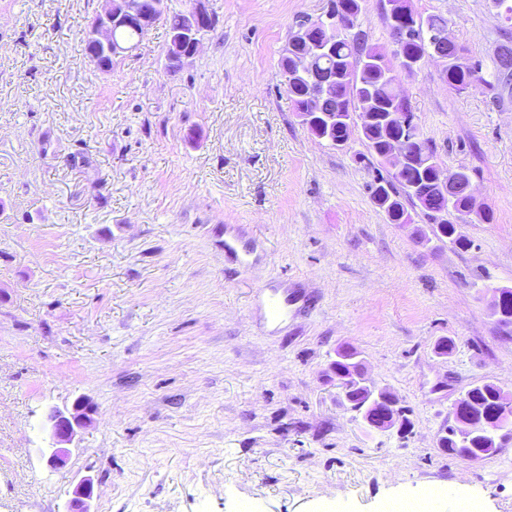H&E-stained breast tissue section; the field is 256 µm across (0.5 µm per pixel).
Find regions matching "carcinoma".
Listing matches in <instances>:
<instances>
[{
	"label": "carcinoma",
	"instance_id": "obj_1",
	"mask_svg": "<svg viewBox=\"0 0 512 512\" xmlns=\"http://www.w3.org/2000/svg\"><path fill=\"white\" fill-rule=\"evenodd\" d=\"M397 4V7L406 11L402 24L408 28L409 39L405 50L418 56L436 51L444 58L445 67L443 76L448 88L463 93L476 86L484 85L490 93V101L500 104L512 98V61L508 67H503V61L494 63V81H488L482 75V64L478 61L462 64L459 58L463 57L464 46L453 42L446 47H433L429 42L430 33L448 26V20L439 14L423 15L417 12L411 0H387ZM150 23H155L164 17L168 20L169 35L181 27L184 12L170 10L169 0H147L145 3ZM341 11L346 15L341 17L342 27L334 28L336 37V55L353 58L355 66L342 78L336 80V92L333 97L323 100V110L326 112H408L410 107L402 99L393 83L391 76L392 62L386 58L382 49L367 44L364 35L355 31L361 13L360 0H331L330 12L336 14ZM146 35L140 26H125L112 31V42L122 44L128 49H134ZM288 96L296 111H301L303 100L300 98L301 80L290 77L284 84ZM368 154L362 160L372 166L382 163L379 154L385 146L384 134L381 129L364 128L361 131ZM410 150L416 159V165L408 168L406 179L412 183L421 181L426 192L424 195L413 198L407 191L404 182L396 178L377 179L371 187V198H376L381 191H391L399 198V209L387 212V218L392 224L401 223V218L407 211L404 202L421 211L426 221L435 220L433 212L440 210L446 203L441 196V188L431 183L429 169L421 167L423 157L435 158L437 153L431 141L425 137L410 144ZM440 179L453 182L456 185L455 197L458 218L474 216L478 221H490L489 212L476 206L474 197L470 192L472 175L465 169L438 171ZM498 306L502 317L498 324L503 328L512 327V288L498 289ZM329 372L344 379V403L359 413H370L375 404L380 389L371 385L364 377V363L359 359V352L353 347H345L336 353V360L329 366ZM465 403L478 416L490 422L491 429L472 434L464 439L459 437L458 426H450L441 431L438 438L439 447L448 453V456L471 462L484 460L501 449L512 444V401L504 395L503 389L494 382H483L470 388L465 393Z\"/></svg>",
	"mask_w": 512,
	"mask_h": 512
}]
</instances>
